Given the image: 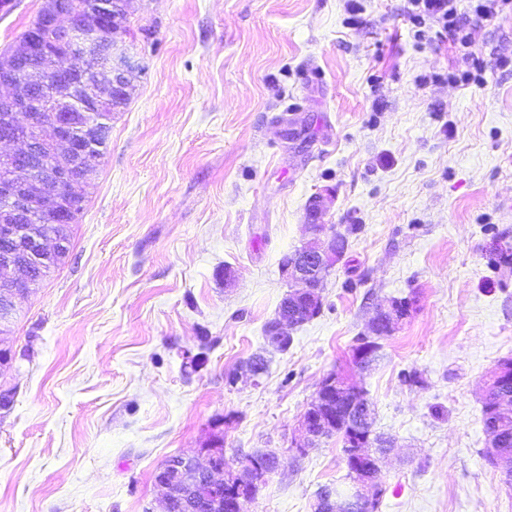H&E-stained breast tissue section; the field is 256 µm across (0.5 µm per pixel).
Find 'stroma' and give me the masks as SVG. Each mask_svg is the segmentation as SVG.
<instances>
[{
    "label": "stroma",
    "instance_id": "stroma-1",
    "mask_svg": "<svg viewBox=\"0 0 512 512\" xmlns=\"http://www.w3.org/2000/svg\"><path fill=\"white\" fill-rule=\"evenodd\" d=\"M358 4L131 0L145 72L0 367V512H162L157 468L219 429L229 465L280 461L245 512H314L350 483L340 439L295 448L334 370L392 441L375 512H512L482 422L512 358V261L491 258L512 249V12L464 48L415 38L405 0ZM475 59L484 85L449 80ZM326 190L322 223L359 230L321 313L275 352L280 262ZM406 296L380 360L353 367L375 307ZM257 354L267 372L239 373ZM511 389V392H510ZM485 398L494 399L497 406L492 408L494 411L497 407L498 411L505 409L512 398V360H502L495 372L486 383Z\"/></svg>",
    "mask_w": 512,
    "mask_h": 512
}]
</instances>
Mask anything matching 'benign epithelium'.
<instances>
[{
	"instance_id": "1",
	"label": "benign epithelium",
	"mask_w": 512,
	"mask_h": 512,
	"mask_svg": "<svg viewBox=\"0 0 512 512\" xmlns=\"http://www.w3.org/2000/svg\"><path fill=\"white\" fill-rule=\"evenodd\" d=\"M130 0H84L81 21L76 22L63 0H48L45 15L50 17L72 48L71 58L84 62L100 59L102 46L109 54L96 81L88 83L77 98L64 89L75 68L60 65V58L43 43L40 23L31 25L17 42L20 57H42L40 88L32 90L15 75L12 58L0 59L9 76L0 78V143H19L21 149L0 153V333L15 318L17 302L33 287L31 270L43 269L66 251L68 241L62 224L67 222L77 189L92 181L95 139L101 124L96 112L126 94L128 82L142 68L134 60L120 35L107 34V22L117 21L129 11ZM324 198L314 197L308 208L310 239L281 262L282 276L289 291L269 325L272 335L290 336L303 308L322 307V288L336 266L342 249L340 238L326 224L316 223ZM378 340L369 336L352 352L358 365L371 361ZM346 384L344 376L331 372L320 382L315 397L301 416L302 442L297 448H313L336 428V408L327 394ZM485 397L505 409L512 399V360L501 361L486 383ZM354 430L347 439L354 478L345 492L329 491L331 512H369L376 495L379 463L388 454L371 456L364 450L368 440L363 432L372 415V406L353 402L349 408ZM261 460L252 457L239 470L224 458V439L217 436L206 448L183 451L166 461L164 474L155 484L164 489V512L178 502L203 512H244L253 497L241 494L259 482Z\"/></svg>"
}]
</instances>
